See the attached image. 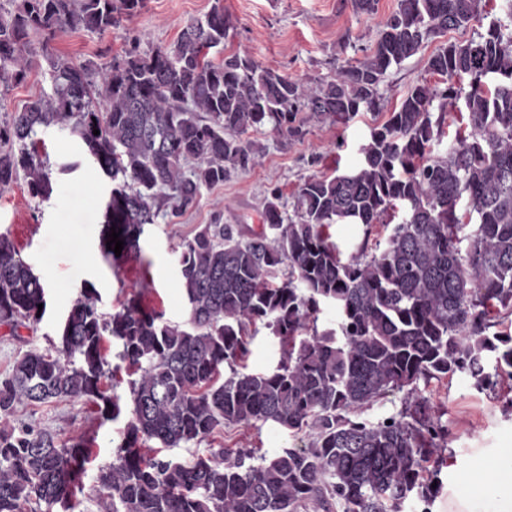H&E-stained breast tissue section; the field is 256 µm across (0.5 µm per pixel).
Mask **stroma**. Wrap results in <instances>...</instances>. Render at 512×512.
Wrapping results in <instances>:
<instances>
[{
    "label": "stroma",
    "mask_w": 512,
    "mask_h": 512,
    "mask_svg": "<svg viewBox=\"0 0 512 512\" xmlns=\"http://www.w3.org/2000/svg\"><path fill=\"white\" fill-rule=\"evenodd\" d=\"M213 3L147 0L145 9L124 20L115 33L74 30L57 37L52 47L75 61L91 59L105 65L134 38L144 50L170 45L188 21L203 16ZM223 4L234 21L224 42L225 54L249 53L267 68L311 83L333 73L344 58L371 48L397 0H379L378 12L370 19L355 13L351 0H223ZM493 22L501 24L504 32H512V0H488L483 19L448 32L444 40L478 38ZM440 43L430 41L417 55L388 71L381 84L383 109L379 114L358 113L344 127L313 122L304 139L285 145L279 144L274 132L258 134L256 141L264 151L254 168L203 190L198 204L175 223L147 226L139 254L118 265L105 257L102 248L108 179L97 166L82 161L77 137L59 130L41 135L38 149L48 154L55 168L53 192L45 200L31 198L22 181L0 192V235L11 239L43 282L46 312L36 329L24 332L19 341L0 327V378L23 352L48 348L57 337L59 321L88 284L96 288L103 312H118L127 298L135 296L144 309L162 313L165 321L184 323L187 306L178 286L179 246L192 238L199 225L217 220L259 228L271 189H281L284 201L290 203L308 176L355 168L371 128L387 119L407 90L422 81L439 83V76L428 70L427 59ZM45 67L42 58H34L24 82L0 85V117L48 89ZM75 160L80 163L76 171H62V164ZM427 395L448 427L443 455L457 461L466 475L458 485L461 494H470V481L478 476L475 463L486 452L499 459L500 477L512 478V407L507 394L478 390L470 377L459 375L432 384ZM10 422L46 429L71 442L93 438L94 452L84 486L72 499L73 512H106L95 477L114 459L120 423L100 420L93 404L72 400L40 407L18 405L11 421L0 419V429ZM299 444L287 429L269 423L258 431L231 426L214 440L166 448L162 454L188 462L212 447L248 448L261 454Z\"/></svg>",
    "instance_id": "1"
}]
</instances>
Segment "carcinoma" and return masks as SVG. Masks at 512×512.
I'll return each instance as SVG.
<instances>
[{
  "label": "carcinoma",
  "mask_w": 512,
  "mask_h": 512,
  "mask_svg": "<svg viewBox=\"0 0 512 512\" xmlns=\"http://www.w3.org/2000/svg\"><path fill=\"white\" fill-rule=\"evenodd\" d=\"M0 11V83L26 80L31 34L42 36L50 91L0 119V191L26 181L32 198L52 191L38 135L67 130L110 180L102 246L121 231V256L136 253L145 226L195 207L202 190L252 169L250 134L270 128L289 141L310 120L347 124L380 109V85L430 40L475 21L487 0H398L361 58L306 87L247 53L219 62L230 15L214 0L168 47L133 42L102 67L48 51L76 29L104 34L139 14L145 0H10ZM443 87L418 83L370 131L352 171L307 177L288 214L276 188L261 230L203 224L181 245L180 288L188 318L163 320L136 297L107 314L86 288L68 311L58 344L29 350L0 378V419L16 405L84 400L104 421L123 412L104 385L108 339L133 369L129 417L112 464L98 470L107 512H402L434 491L448 427L424 396L432 381L466 375L496 393L512 380V336L490 332L512 317V35L489 25L450 42L427 62ZM469 79L470 90L457 85ZM464 98L467 126L448 156L442 104ZM100 134H93V130ZM466 199L469 221L459 211ZM399 222L387 221L396 208ZM332 224H361L348 259ZM382 225L384 241L369 246ZM46 304L40 278L0 236V326L14 337ZM334 328L318 326L321 305ZM269 330L283 348L265 373L247 370L249 339ZM228 367L230 375L222 374ZM402 394L393 414L364 413ZM273 422L304 441L272 456L219 448L189 462L147 451L201 442L226 425ZM91 440L72 443L29 425L0 430V512H69L83 482Z\"/></svg>",
  "instance_id": "cac0c4a2"
}]
</instances>
